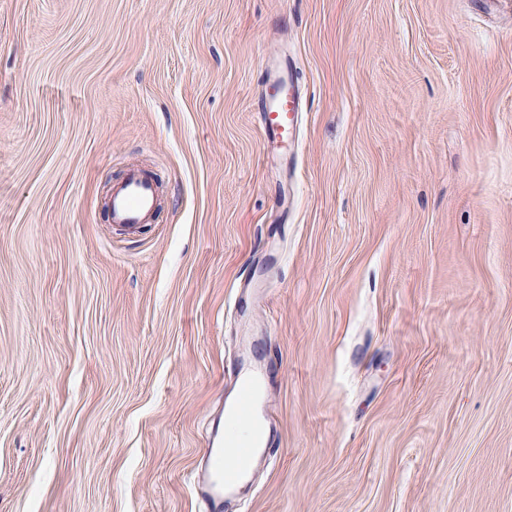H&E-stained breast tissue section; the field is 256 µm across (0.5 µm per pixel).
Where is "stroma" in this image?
<instances>
[{"label": "stroma", "instance_id": "1", "mask_svg": "<svg viewBox=\"0 0 512 512\" xmlns=\"http://www.w3.org/2000/svg\"><path fill=\"white\" fill-rule=\"evenodd\" d=\"M248 370L222 512H512V0H0V512H201ZM265 96L260 112L264 150H288L293 145L302 96L288 67L263 69ZM156 205V183L150 174L142 170L130 169L119 183L112 186V224L128 228L147 224L155 213ZM256 380L247 379L242 383L241 397L237 405V416L225 428L222 436L218 432L209 448L206 464L199 475V488L208 510L214 512L224 500V492L233 489L248 473L255 461L257 449L250 437L240 434L243 423L253 412ZM224 440L234 455L224 473ZM226 448V449H229ZM242 463V465H241Z\"/></svg>", "mask_w": 512, "mask_h": 512}]
</instances>
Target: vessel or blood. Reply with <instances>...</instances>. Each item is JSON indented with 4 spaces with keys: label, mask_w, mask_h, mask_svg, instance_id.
<instances>
[{
    "label": "vessel or blood",
    "mask_w": 512,
    "mask_h": 512,
    "mask_svg": "<svg viewBox=\"0 0 512 512\" xmlns=\"http://www.w3.org/2000/svg\"><path fill=\"white\" fill-rule=\"evenodd\" d=\"M265 96L260 108V122L266 148L281 151L292 146L302 96L292 76L284 68L263 71ZM157 188L152 176L138 169L129 170L112 187L110 213L113 223L128 228L148 223L155 213ZM255 380L242 383L237 416L214 437L199 488L209 512H215L226 491L233 489L251 469L257 448L251 439L242 437L240 429L253 412Z\"/></svg>",
    "instance_id": "1"
}]
</instances>
